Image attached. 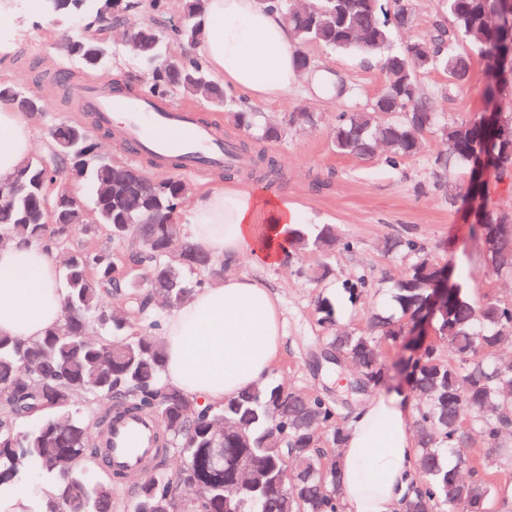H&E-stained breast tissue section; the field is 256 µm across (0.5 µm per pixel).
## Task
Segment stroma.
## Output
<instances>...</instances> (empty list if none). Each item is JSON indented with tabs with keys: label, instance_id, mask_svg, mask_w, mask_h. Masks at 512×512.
Instances as JSON below:
<instances>
[{
	"label": "stroma",
	"instance_id": "35a3bbf8",
	"mask_svg": "<svg viewBox=\"0 0 512 512\" xmlns=\"http://www.w3.org/2000/svg\"><path fill=\"white\" fill-rule=\"evenodd\" d=\"M64 30L43 16L39 0H0V81H13L23 88L41 93L46 110L33 116L34 153H42L53 123L78 120L89 124L100 153L113 160L136 165L153 180L181 176L192 194L231 189L286 194L302 216L303 227L317 230L332 224L340 237L354 240V251L324 253L309 248L296 253L291 262L278 267H256L247 262L233 266L236 274L261 280L278 297L283 321V346L274 360L270 377L307 393L325 383L324 374L314 372L311 354L322 348L325 334L319 325L317 306L326 295L328 284L343 286L364 276L368 288L358 302L341 297L336 321L347 327L366 329L375 313L388 305L392 282L408 266L407 258L385 253L387 238L410 235L422 242L435 261L465 274L476 296L512 298V279L495 276L489 269L481 241L472 226L480 212L512 209V187L488 181L477 197L457 195L449 198L439 187L429 160L443 143L439 133L425 137L422 152L399 168H391L384 154L371 160L337 153L332 144L333 117L342 107H361L384 87L386 75L380 63L353 51H338L318 44L306 47L318 66L335 74L350 89L343 102L311 101L295 90L273 101L257 102L256 107L269 118L285 125L290 112L300 108L318 115L316 126L286 129L279 141L265 144L266 154L284 165L280 179L266 181L244 170L232 175L215 169L175 173L157 167L134 154L119 134L118 126L93 125L88 113L59 83L56 71L68 67L71 82L94 80L112 83L123 90L140 92L146 70L125 46L118 33L110 42L117 52L105 68L89 74L76 64H65L61 48ZM485 59L473 60L470 79L444 93L445 73L431 70L420 73L419 85L436 111L456 120H476L488 108L485 98ZM329 265V280L304 282L300 271Z\"/></svg>",
	"mask_w": 512,
	"mask_h": 512
}]
</instances>
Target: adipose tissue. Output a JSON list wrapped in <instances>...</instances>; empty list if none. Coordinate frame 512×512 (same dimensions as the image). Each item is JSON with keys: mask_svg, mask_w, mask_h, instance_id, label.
I'll list each match as a JSON object with an SVG mask.
<instances>
[{"mask_svg": "<svg viewBox=\"0 0 512 512\" xmlns=\"http://www.w3.org/2000/svg\"><path fill=\"white\" fill-rule=\"evenodd\" d=\"M204 41L197 46L225 91L250 99H275L300 89L325 99L320 70L301 75L294 33L284 16L258 0H208ZM34 129L26 113L0 104V179L30 153ZM187 225L196 249L237 263L277 266L281 246L299 216L287 195L215 190L195 197L175 218ZM65 287L38 245L0 248V335L35 339L61 322ZM167 383L188 398L221 403L268 380L281 346L277 300L261 281L243 274L198 289L161 320ZM413 406L403 395L379 392L362 404L341 457L342 512H401L417 472L410 426Z\"/></svg>", "mask_w": 512, "mask_h": 512, "instance_id": "ef3b65f1", "label": "adipose tissue"}]
</instances>
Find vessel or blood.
<instances>
[{
  "label": "vessel or blood",
  "mask_w": 512,
  "mask_h": 512,
  "mask_svg": "<svg viewBox=\"0 0 512 512\" xmlns=\"http://www.w3.org/2000/svg\"><path fill=\"white\" fill-rule=\"evenodd\" d=\"M71 95L83 110L98 115L101 122L111 121L113 113L122 114L123 135L135 143L141 154L160 160L181 159L188 171L221 168L233 161L225 152L219 128L200 121L192 108H173L146 96L106 93L95 82L73 86ZM105 442L112 469H139L153 452L152 426L137 418L118 422Z\"/></svg>",
  "instance_id": "1"
}]
</instances>
